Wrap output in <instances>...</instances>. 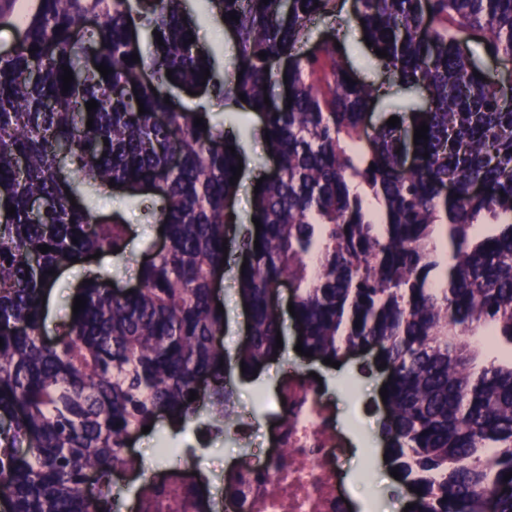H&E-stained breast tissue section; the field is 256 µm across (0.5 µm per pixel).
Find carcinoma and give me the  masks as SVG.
<instances>
[{
  "mask_svg": "<svg viewBox=\"0 0 512 512\" xmlns=\"http://www.w3.org/2000/svg\"><path fill=\"white\" fill-rule=\"evenodd\" d=\"M208 2L235 38L222 74L188 42L186 0H30L20 47L0 55V494L13 512H114L113 473L142 467L125 452L131 434L161 417L231 426L232 364L251 372L284 353L273 285L286 282L313 359L377 347L387 462L421 489L411 512H484L489 497L512 512V358L486 359L481 340L512 352V222L478 231L512 215V0H356L364 35L388 53L379 69L427 92L393 112L398 125L370 129L374 89L335 40H305L336 17V0ZM475 44L502 61L499 78L473 75H485ZM274 86L289 97L264 103ZM166 89L261 116L277 164L253 195L261 229L238 231L233 218L239 138L201 103H165ZM424 122L409 164L406 139ZM116 189L157 198L165 245L145 248L131 293L88 275L85 308L47 342L48 271L98 251L129 258L128 225L86 204ZM223 277L249 311L250 340L233 360L212 297Z\"/></svg>",
  "mask_w": 512,
  "mask_h": 512,
  "instance_id": "1",
  "label": "carcinoma"
}]
</instances>
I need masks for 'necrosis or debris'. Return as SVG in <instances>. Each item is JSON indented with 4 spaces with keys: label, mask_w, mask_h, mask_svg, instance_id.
I'll return each mask as SVG.
<instances>
[{
    "label": "necrosis or debris",
    "mask_w": 512,
    "mask_h": 512,
    "mask_svg": "<svg viewBox=\"0 0 512 512\" xmlns=\"http://www.w3.org/2000/svg\"><path fill=\"white\" fill-rule=\"evenodd\" d=\"M262 400L265 444L224 469L221 496L189 453L174 466L126 472L130 512H349L353 500L340 462L357 423L338 425L327 390L290 371Z\"/></svg>",
    "instance_id": "1"
}]
</instances>
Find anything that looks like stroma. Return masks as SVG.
<instances>
[{"label": "stroma", "instance_id": "1", "mask_svg": "<svg viewBox=\"0 0 512 512\" xmlns=\"http://www.w3.org/2000/svg\"><path fill=\"white\" fill-rule=\"evenodd\" d=\"M353 0H336V14L341 21L338 28L319 22L311 27V41H319L331 34H338L344 48L346 63L368 83L382 84L383 93L376 104L370 123L376 124L389 118L394 104L410 100L411 95L395 84H383L382 74L376 65L370 47L364 41L360 24L352 13ZM187 10L191 14L200 44L216 59L224 69H233L235 54L231 33L216 36L213 16L207 0H188ZM206 106L215 121L224 123L225 127L240 132V144L244 158V175L235 199L234 209L239 223L250 221L252 213L251 198L253 184L259 174H271L273 161L265 151L264 139L251 114L243 112L235 105L212 98ZM154 197L131 199L116 193L112 197H101L95 200L94 210L101 216H117L131 230L132 256L125 262L110 264L108 272L117 286L131 287L136 285L137 267L141 254L148 244H160L163 237L156 224L150 223L145 217V206L154 204ZM91 268L77 265L65 270L53 287L51 301L46 307L44 321L45 339H54L60 326L71 314V304L78 287ZM215 298L224 307V348L228 353H235L242 344L246 330V312L241 305L236 284L230 279L217 283ZM285 354L283 358L267 363L261 370L263 384H271L283 371L285 364L302 366L303 370L321 374L331 392L337 399V412L341 420H350L356 415L357 407L366 401L368 394L378 392L380 377H363L353 372L350 364L331 367L319 361L307 362L295 350L296 340L292 327H285ZM144 465L152 467L158 462L157 451L161 448L194 449L199 462L214 474H221L224 466L240 453L241 447L232 441L230 435H215L205 442H198L194 430L173 433L166 420H159L152 432L137 434L132 441ZM353 495L360 500L373 499L378 512H402L400 502L403 492L396 480L385 479L382 473H374L372 480L363 481L352 486Z\"/></svg>", "mask_w": 512, "mask_h": 512}]
</instances>
